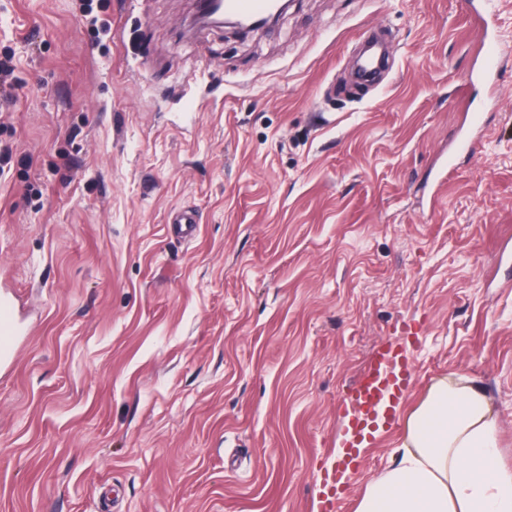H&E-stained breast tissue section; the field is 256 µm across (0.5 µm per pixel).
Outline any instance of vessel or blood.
<instances>
[{
	"label": "vessel or blood",
	"instance_id": "vessel-or-blood-1",
	"mask_svg": "<svg viewBox=\"0 0 512 512\" xmlns=\"http://www.w3.org/2000/svg\"><path fill=\"white\" fill-rule=\"evenodd\" d=\"M273 7L274 0H224L225 12L237 16H262ZM24 332L13 299L0 294V364L10 360ZM408 342V337L400 336L378 346L349 384L340 405L342 428L336 438L343 459L340 465L323 471L320 490L335 493L347 470L355 466L360 448L371 443L380 426L396 420L414 375Z\"/></svg>",
	"mask_w": 512,
	"mask_h": 512
}]
</instances>
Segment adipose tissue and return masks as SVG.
Wrapping results in <instances>:
<instances>
[{"label": "adipose tissue", "instance_id": "ef3b65f1", "mask_svg": "<svg viewBox=\"0 0 512 512\" xmlns=\"http://www.w3.org/2000/svg\"><path fill=\"white\" fill-rule=\"evenodd\" d=\"M496 448L483 389L463 376L439 382L412 413L398 461L367 485L356 512H512V471Z\"/></svg>", "mask_w": 512, "mask_h": 512}]
</instances>
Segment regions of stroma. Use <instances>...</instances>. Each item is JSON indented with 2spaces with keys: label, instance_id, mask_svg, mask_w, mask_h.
Returning a JSON list of instances; mask_svg holds the SVG:
<instances>
[{
  "label": "stroma",
  "instance_id": "obj_1",
  "mask_svg": "<svg viewBox=\"0 0 512 512\" xmlns=\"http://www.w3.org/2000/svg\"><path fill=\"white\" fill-rule=\"evenodd\" d=\"M190 13L109 0L106 32L0 0V292L28 329L0 512H313L344 388L407 325L410 397L336 512L454 375L512 468V0L493 97L467 0H294L247 35Z\"/></svg>",
  "mask_w": 512,
  "mask_h": 512
}]
</instances>
